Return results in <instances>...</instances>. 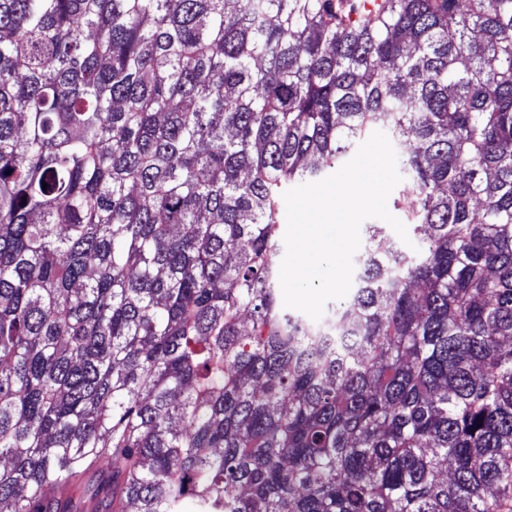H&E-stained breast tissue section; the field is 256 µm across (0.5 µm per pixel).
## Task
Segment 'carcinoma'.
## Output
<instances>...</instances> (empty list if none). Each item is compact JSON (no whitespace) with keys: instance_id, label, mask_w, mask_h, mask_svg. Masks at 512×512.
<instances>
[{"instance_id":"carcinoma-1","label":"carcinoma","mask_w":512,"mask_h":512,"mask_svg":"<svg viewBox=\"0 0 512 512\" xmlns=\"http://www.w3.org/2000/svg\"><path fill=\"white\" fill-rule=\"evenodd\" d=\"M374 8L0 0V512H512V0ZM375 131L417 252L292 313Z\"/></svg>"}]
</instances>
